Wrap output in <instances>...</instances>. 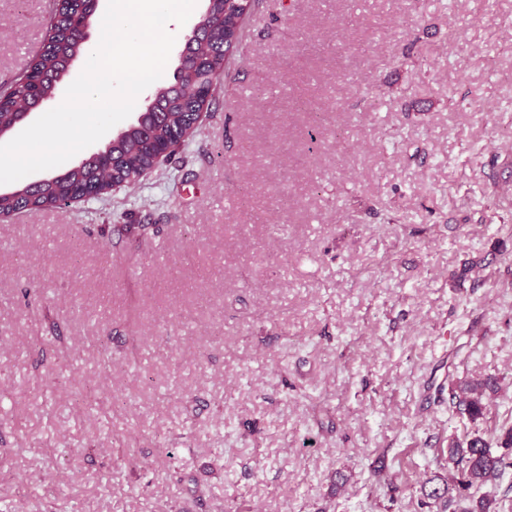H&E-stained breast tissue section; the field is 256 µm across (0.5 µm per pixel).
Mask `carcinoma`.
<instances>
[{
  "label": "carcinoma",
  "instance_id": "1",
  "mask_svg": "<svg viewBox=\"0 0 512 512\" xmlns=\"http://www.w3.org/2000/svg\"><path fill=\"white\" fill-rule=\"evenodd\" d=\"M255 0H222L224 24L200 27L198 50L209 59V68L195 74L179 73L181 94L171 97L159 87L157 104L140 112L134 125L118 133L102 150L61 175L42 179L36 184L22 183L10 192L0 193V215L17 211H39L64 205L83 189H99L112 179L137 183L141 171L150 164L159 142L190 125L199 110L197 89L223 70L225 57L231 51L228 37L237 27V19L252 10ZM92 0H61L49 20L50 31L43 50L28 64L22 74L3 94L0 106V132L9 133L22 122L24 109L42 99L55 97L57 85L73 60L88 55L80 29L92 24ZM494 380L475 379L448 383V401L475 420L483 416L484 395L494 391ZM507 468H512L508 454L497 453L481 436L462 443L448 441V479L430 489L426 496L443 499L446 506L460 512H493V501L474 492L496 481Z\"/></svg>",
  "mask_w": 512,
  "mask_h": 512
}]
</instances>
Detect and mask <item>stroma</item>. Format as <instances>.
Masks as SVG:
<instances>
[{"mask_svg": "<svg viewBox=\"0 0 512 512\" xmlns=\"http://www.w3.org/2000/svg\"><path fill=\"white\" fill-rule=\"evenodd\" d=\"M510 425L512 0H257L170 158L0 216V512H443ZM495 382L491 378L451 381L448 383V401L458 410L468 414L471 420L483 416L486 391L493 392ZM506 468H512L507 453L497 454L481 436H474L464 443L454 438L448 441V480L442 487H433L426 496L445 499L452 512H495L493 500L486 496L475 499V491L496 481ZM474 490V492H470ZM466 505L461 508V504ZM457 508L460 511H457Z\"/></svg>", "mask_w": 512, "mask_h": 512, "instance_id": "35a3bbf8", "label": "stroma"}]
</instances>
